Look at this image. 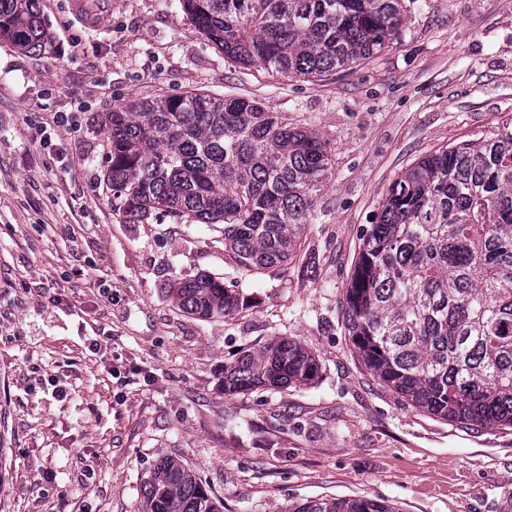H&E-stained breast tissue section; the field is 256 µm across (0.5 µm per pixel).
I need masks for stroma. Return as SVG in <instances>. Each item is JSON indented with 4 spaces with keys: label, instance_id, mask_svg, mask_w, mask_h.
<instances>
[{
    "label": "stroma",
    "instance_id": "stroma-1",
    "mask_svg": "<svg viewBox=\"0 0 512 512\" xmlns=\"http://www.w3.org/2000/svg\"><path fill=\"white\" fill-rule=\"evenodd\" d=\"M108 2L88 28L69 0H39L45 50L0 42V512H142L143 475L164 457L224 512L330 497L512 512V430L408 405L354 358L342 315L392 182L512 119V0H411L388 49L314 76L232 62L179 0ZM191 91L259 101L330 142L292 263L249 271L218 226L113 206L98 119ZM202 273L244 308L180 310L171 286ZM277 337L312 349L315 379L225 394V364Z\"/></svg>",
    "mask_w": 512,
    "mask_h": 512
}]
</instances>
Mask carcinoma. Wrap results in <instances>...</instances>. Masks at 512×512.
<instances>
[{
    "label": "carcinoma",
    "instance_id": "obj_1",
    "mask_svg": "<svg viewBox=\"0 0 512 512\" xmlns=\"http://www.w3.org/2000/svg\"><path fill=\"white\" fill-rule=\"evenodd\" d=\"M228 59L312 76L346 70L396 40L402 0H181ZM46 37L38 0H0V41L31 53ZM112 205L133 221L221 224L224 250L260 271L297 256L335 157L317 134L244 98L204 92L133 100L105 113ZM200 318L244 306L200 274L172 288ZM343 318L356 359L412 406L446 421L512 428V120L494 137L440 148L397 178L362 237ZM315 355L289 338L224 366V392L307 384ZM143 512H223L179 459L144 475ZM289 512H397L333 498Z\"/></svg>",
    "mask_w": 512,
    "mask_h": 512
}]
</instances>
